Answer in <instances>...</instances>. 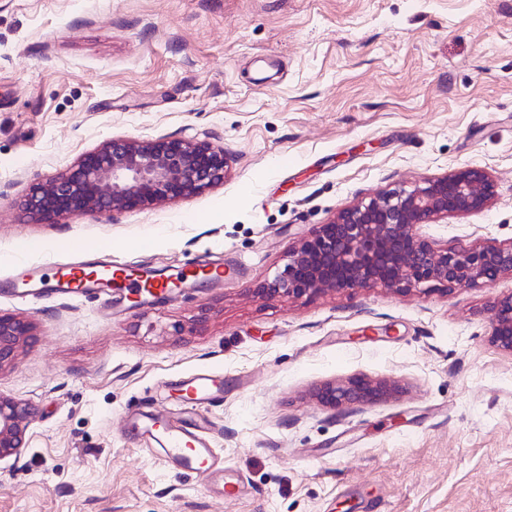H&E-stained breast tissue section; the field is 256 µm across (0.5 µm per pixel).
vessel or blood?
Masks as SVG:
<instances>
[{
    "label": "vessel or blood",
    "instance_id": "1",
    "mask_svg": "<svg viewBox=\"0 0 512 512\" xmlns=\"http://www.w3.org/2000/svg\"><path fill=\"white\" fill-rule=\"evenodd\" d=\"M111 253V245H104L100 256L62 266L52 274L40 262L23 259L16 263L10 279L0 283V290L19 300L45 295L83 298L95 293L107 304L111 303L113 292L120 290L136 302L147 304L191 284L190 279L178 273L112 261ZM165 386L179 392L178 406L160 405L125 415L124 428L136 433L147 444L164 439L163 456L168 466L203 473L208 483L219 485L222 491L235 489V481L225 475L224 460L212 444L209 428L193 416L197 408L222 399L223 374L195 373L167 380Z\"/></svg>",
    "mask_w": 512,
    "mask_h": 512
}]
</instances>
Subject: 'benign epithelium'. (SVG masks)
I'll return each instance as SVG.
<instances>
[{
	"mask_svg": "<svg viewBox=\"0 0 512 512\" xmlns=\"http://www.w3.org/2000/svg\"><path fill=\"white\" fill-rule=\"evenodd\" d=\"M224 150L208 142L113 138L82 155L49 182L30 186L25 209L37 221L90 212L128 211L189 199L224 184ZM494 189L487 173L462 167L425 178L412 188L385 190L341 208L329 222L289 251L283 269L256 292L268 298H311L326 290L382 286L407 293L423 283L473 288L512 276V244L437 247L420 226L449 215L488 209ZM491 342L512 354V294L494 300ZM32 336L29 322L0 314V367L19 342ZM399 392L389 380L358 376L330 382L318 401L336 408L365 404ZM35 408L0 395V460L15 455Z\"/></svg>",
	"mask_w": 512,
	"mask_h": 512,
	"instance_id": "7a95c632",
	"label": "benign epithelium"
}]
</instances>
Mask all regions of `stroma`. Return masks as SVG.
<instances>
[{"instance_id": "obj_1", "label": "stroma", "mask_w": 512, "mask_h": 512, "mask_svg": "<svg viewBox=\"0 0 512 512\" xmlns=\"http://www.w3.org/2000/svg\"><path fill=\"white\" fill-rule=\"evenodd\" d=\"M159 137L224 149L223 185L56 224L18 205L105 140ZM467 166L489 174L492 206L421 234L512 243V0H0V282L24 243L56 264L107 241L117 261L232 270L108 312L0 296L34 333L0 395L39 408L0 460V512H512V355L490 341L512 277L255 292L339 209ZM203 371L224 375L205 415L232 499L120 430L162 381ZM355 375L400 390L315 398Z\"/></svg>"}]
</instances>
